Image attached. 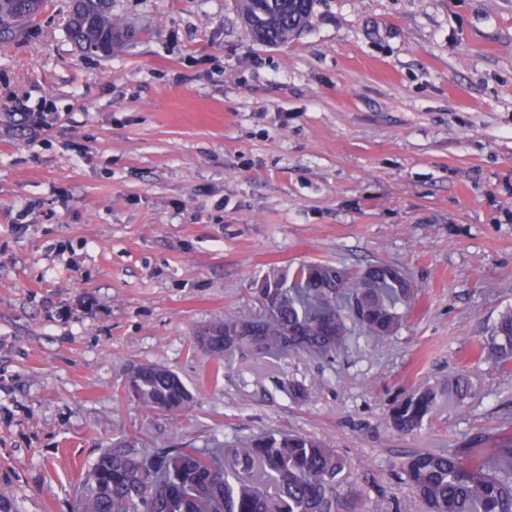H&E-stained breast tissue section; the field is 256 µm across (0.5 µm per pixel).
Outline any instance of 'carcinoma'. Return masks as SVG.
<instances>
[{"instance_id": "1", "label": "carcinoma", "mask_w": 512, "mask_h": 512, "mask_svg": "<svg viewBox=\"0 0 512 512\" xmlns=\"http://www.w3.org/2000/svg\"><path fill=\"white\" fill-rule=\"evenodd\" d=\"M43 0H0V39L19 34ZM314 0H239L250 33L278 44L310 24ZM69 39L104 56L128 37L112 17V0H73ZM420 286L390 265L350 273L302 263L287 276L262 279L258 315L236 311L202 325L194 345L228 364L237 354L268 362L290 352L325 358L348 345L350 324L371 339L399 329L400 309H411ZM477 360L512 371V310L500 315L477 349ZM132 394L149 410L181 418L192 394L175 373L142 364L131 376ZM471 377L458 373L446 385L420 388L392 407L390 426L419 430L448 398L459 405L474 396ZM346 459L298 433H262L230 448H143L124 437L104 449L78 491L77 512H362L365 490L349 480ZM423 512H512V443L485 456L419 452L404 468Z\"/></svg>"}]
</instances>
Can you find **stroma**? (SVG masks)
Returning a JSON list of instances; mask_svg holds the SVG:
<instances>
[{
  "label": "stroma",
  "mask_w": 512,
  "mask_h": 512,
  "mask_svg": "<svg viewBox=\"0 0 512 512\" xmlns=\"http://www.w3.org/2000/svg\"><path fill=\"white\" fill-rule=\"evenodd\" d=\"M110 57L45 0L0 41V499L73 512L122 437L212 448L263 431L336 449L363 512H420L403 464L512 438V373L474 351L512 309V0H316L291 42L255 40L236 0H112ZM48 127L30 131L17 102ZM400 269L421 286L396 335L256 370L195 348L273 269ZM159 364L180 421L129 392ZM473 379L411 434L394 401ZM305 400L290 396L295 384Z\"/></svg>",
  "instance_id": "1"
}]
</instances>
